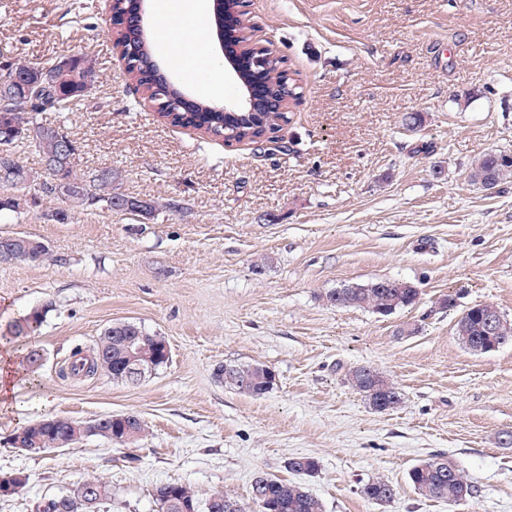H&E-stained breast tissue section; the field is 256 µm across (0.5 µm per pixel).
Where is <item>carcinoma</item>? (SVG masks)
<instances>
[{
	"instance_id": "cac0c4a2",
	"label": "carcinoma",
	"mask_w": 512,
	"mask_h": 512,
	"mask_svg": "<svg viewBox=\"0 0 512 512\" xmlns=\"http://www.w3.org/2000/svg\"><path fill=\"white\" fill-rule=\"evenodd\" d=\"M71 70L58 77L50 92L53 102L51 112H66L72 101L85 95L89 82L92 81L94 69L92 63L84 58L74 56L71 59ZM155 67L153 49L148 45L139 48L130 72L135 74L139 85L154 101L162 117L172 125L194 127L207 134L221 137L226 141L258 142L269 133L280 129L288 122V115L281 111L260 112L257 115L224 113L209 109L211 103L194 101L175 86H170L166 94H161L156 86L143 79V76ZM6 68L18 75L27 76L25 85L13 90L10 97L0 98V127L20 136L16 143L22 144V135L34 130L45 129L47 125L36 120L35 115L40 109L32 101L44 96L45 90L37 85L38 68L20 61L0 62V70ZM268 89L281 90L284 87L294 88V81L286 71L280 69L279 63L268 62L265 72ZM22 177L28 185H37L45 194H55V175L45 171L40 175L32 169L21 166ZM66 177L76 186L67 194L64 202L68 209L91 206L99 203L121 201L126 196L115 192L116 173L112 167L106 166L93 170L87 175H78L69 169ZM491 178L501 185L512 178V156L502 153H487L479 158L471 169V179ZM47 249L35 250L23 242L15 243L12 264L36 265L43 262ZM419 288L408 281L397 279H379L367 284H345L340 288L325 293L328 304L336 307H359L381 316H388L396 311L415 305L419 299ZM44 310L34 309L21 319L7 325L5 338L19 340L34 332L42 325ZM457 339L469 351L494 344L512 343V322L506 320L499 330L491 333L481 313L472 311L462 315L456 324ZM141 337L142 362L147 368L145 375L155 373L167 364L168 359L162 349L141 327L130 322H114L107 326L95 342L93 352L97 357L93 363L82 357V351L73 352L72 361L61 374L74 377H91L104 373L113 381L124 384H137L139 380L128 374L125 360L126 342ZM347 383L359 394L368 399L371 405L383 400L387 409L400 404L401 396L398 389L380 372L370 366L355 367L346 373ZM275 384L272 371L259 363L235 364L232 368L231 380L224 385L249 396H260L269 392ZM120 431L128 429L135 440L146 436V425L143 421L116 425H108L112 431V441H117ZM34 448H52L59 441L73 443L82 439L75 430L64 423L47 425L40 428L24 427ZM318 469V463L311 457H294L288 461V470L302 475H311ZM408 478L421 496L427 499H439L450 504L460 501L464 492L474 493L463 472L454 460L445 455L435 456L413 466ZM363 496L375 503L390 501L395 495V488L384 480H373L362 487ZM192 498L203 512H246L244 505L235 497L226 494L220 499L209 497L200 501L191 486H176L170 483L159 485L154 491L153 502L156 512H182V500ZM112 500L110 485L99 479L90 478L75 486L62 497L44 498L34 504V512H100V508ZM252 500L262 512H323L320 499L299 483L282 480L276 476H260L259 482L252 487Z\"/></svg>"
}]
</instances>
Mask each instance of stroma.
I'll return each instance as SVG.
<instances>
[{"label":"stroma","instance_id":"stroma-1","mask_svg":"<svg viewBox=\"0 0 512 512\" xmlns=\"http://www.w3.org/2000/svg\"><path fill=\"white\" fill-rule=\"evenodd\" d=\"M253 36L300 88L276 143L171 125L127 71L111 0H0V52L45 65L85 56L94 77L71 111L43 112L77 147L75 170L119 173V193L157 203L151 218L100 205L70 213L37 194L0 213V235L45 243L39 265L0 267V328L36 306L43 366L0 412V472L25 483L0 512L98 477L104 512H153L163 483L199 498L249 501L256 477L299 480L324 512H512V345L477 354L455 325L488 303L512 320V182L487 193L470 179L488 152L512 153V0H245ZM421 124H412L413 115ZM400 279L420 290L382 317L334 307L348 283ZM452 308H441L444 298ZM116 321L167 341L171 357L134 385L105 374L61 378ZM260 363L272 390L248 396L215 375ZM369 366L401 394L375 410L349 369ZM133 413L143 440L86 437L31 456L16 429L53 416ZM444 453L474 494L451 505L420 496L409 470ZM308 456L315 474L295 476ZM383 479L377 504L362 484ZM363 496L375 503L389 502L395 495V488L384 480H373L365 483L361 490Z\"/></svg>","mask_w":512,"mask_h":512}]
</instances>
